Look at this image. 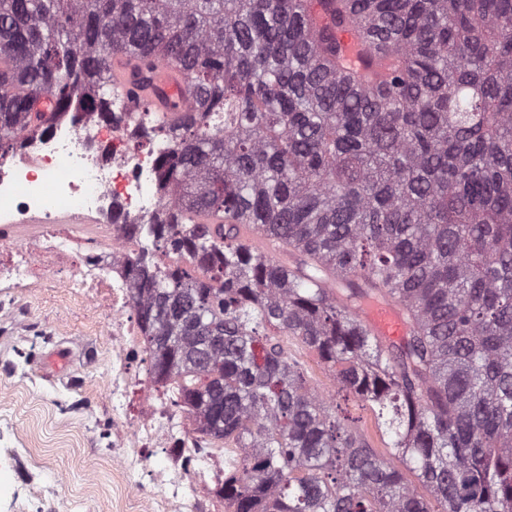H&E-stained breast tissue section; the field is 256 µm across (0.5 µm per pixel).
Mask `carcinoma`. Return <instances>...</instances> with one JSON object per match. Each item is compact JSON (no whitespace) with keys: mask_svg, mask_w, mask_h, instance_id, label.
I'll list each match as a JSON object with an SVG mask.
<instances>
[{"mask_svg":"<svg viewBox=\"0 0 512 512\" xmlns=\"http://www.w3.org/2000/svg\"><path fill=\"white\" fill-rule=\"evenodd\" d=\"M309 2L0 0V158L48 128L42 94L104 119L131 102L114 57L142 85L180 68L189 111L135 108L165 205L129 225L126 260L151 381L243 450L224 502L512 512V0H319L322 26ZM371 299L402 306L403 342L364 324ZM283 336L365 402L385 451ZM130 57H118L112 67V81L123 89H135L138 84V76L134 67L135 62Z\"/></svg>","mask_w":512,"mask_h":512,"instance_id":"cac0c4a2","label":"carcinoma"}]
</instances>
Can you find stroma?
Returning a JSON list of instances; mask_svg holds the SVG:
<instances>
[{
	"label": "stroma",
	"instance_id": "1",
	"mask_svg": "<svg viewBox=\"0 0 512 512\" xmlns=\"http://www.w3.org/2000/svg\"><path fill=\"white\" fill-rule=\"evenodd\" d=\"M112 314L73 288H0V512H167L162 448L112 457ZM222 472L186 497L223 512Z\"/></svg>",
	"mask_w": 512,
	"mask_h": 512
}]
</instances>
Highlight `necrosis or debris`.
<instances>
[{"instance_id": "1", "label": "necrosis or debris", "mask_w": 512, "mask_h": 512, "mask_svg": "<svg viewBox=\"0 0 512 512\" xmlns=\"http://www.w3.org/2000/svg\"><path fill=\"white\" fill-rule=\"evenodd\" d=\"M146 137L128 120L124 103H113L108 120L78 103L60 115L47 133L28 136L16 157L0 159V240L12 233L14 218L32 211L46 218L19 259L0 265V283L9 287L37 283L49 262L55 266L56 285L84 289L111 311L112 350L119 365L112 398L122 411L133 381L130 366L138 358L125 259L132 245L125 226L149 223L160 207L157 149L136 153L128 148L129 141ZM58 205L95 216L92 237L80 243L72 232L60 230L52 221ZM169 423L166 391L149 389L139 419L115 423V455L124 457L135 446L174 449L169 465L156 474L164 483L195 461L203 459L212 466L223 460V452L203 449L193 429L174 434Z\"/></svg>"}]
</instances>
